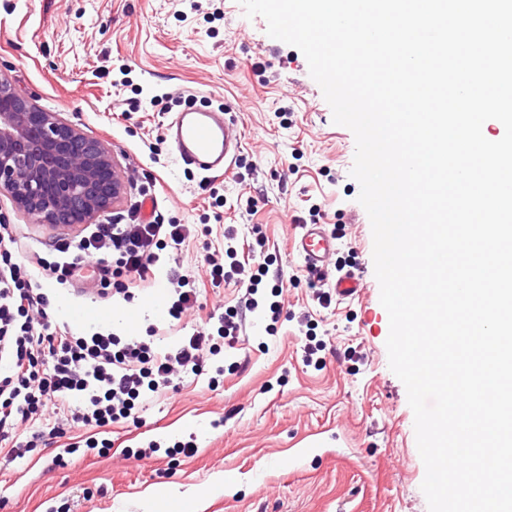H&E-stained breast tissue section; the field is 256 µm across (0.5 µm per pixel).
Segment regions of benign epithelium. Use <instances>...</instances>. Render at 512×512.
I'll use <instances>...</instances> for the list:
<instances>
[{
  "mask_svg": "<svg viewBox=\"0 0 512 512\" xmlns=\"http://www.w3.org/2000/svg\"><path fill=\"white\" fill-rule=\"evenodd\" d=\"M0 188L26 214L63 230L100 217L123 190L100 141L19 96L3 77Z\"/></svg>",
  "mask_w": 512,
  "mask_h": 512,
  "instance_id": "1",
  "label": "benign epithelium"
}]
</instances>
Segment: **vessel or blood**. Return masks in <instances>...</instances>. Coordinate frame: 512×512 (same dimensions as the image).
Returning <instances> with one entry per match:
<instances>
[{
  "mask_svg": "<svg viewBox=\"0 0 512 512\" xmlns=\"http://www.w3.org/2000/svg\"><path fill=\"white\" fill-rule=\"evenodd\" d=\"M169 142L178 165L204 175L223 172L239 148L234 126L223 111L192 107L176 113L166 125ZM296 252L313 275H322L325 262L334 250L332 237L318 224H306L298 236Z\"/></svg>",
  "mask_w": 512,
  "mask_h": 512,
  "instance_id": "vessel-or-blood-1",
  "label": "vessel or blood"
}]
</instances>
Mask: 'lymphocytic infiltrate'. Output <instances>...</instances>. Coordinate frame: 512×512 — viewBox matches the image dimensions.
Wrapping results in <instances>:
<instances>
[{
  "label": "lymphocytic infiltrate",
  "mask_w": 512,
  "mask_h": 512,
  "mask_svg": "<svg viewBox=\"0 0 512 512\" xmlns=\"http://www.w3.org/2000/svg\"><path fill=\"white\" fill-rule=\"evenodd\" d=\"M184 224L161 219L142 222L137 213L126 223L93 224L80 235L54 244L56 258H37L28 267L13 260L17 246L14 228L0 224V441L8 420L39 421L49 399L60 401L71 420L105 427L132 417L149 394L188 377L205 375L209 359L223 344H235L242 328L237 316L218 318L216 333L196 331L158 346L153 336H121L92 330L72 333L48 313L50 301L42 290L46 280L64 285L79 279L88 259L97 274L88 282L98 296L122 294L130 282L147 281L155 274L157 251L165 244L181 245ZM233 229H225L224 255L209 254L206 263L213 285L247 276L245 305L260 308L258 286L269 273L258 267L247 273L245 263L225 271V256L234 255Z\"/></svg>",
  "instance_id": "1"
}]
</instances>
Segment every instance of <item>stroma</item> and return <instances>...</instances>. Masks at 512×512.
Instances as JSON below:
<instances>
[{
  "mask_svg": "<svg viewBox=\"0 0 512 512\" xmlns=\"http://www.w3.org/2000/svg\"><path fill=\"white\" fill-rule=\"evenodd\" d=\"M0 75L21 96L100 140L119 163L121 199L104 221L151 196L165 220L190 227L160 253L156 278L132 299L101 300L47 281L50 314L70 304L132 311L134 329L164 341L206 328L240 308L245 285L214 286L205 258L234 225L244 242L261 229L262 254L285 289L277 323L247 314L214 381L186 379L154 393L137 422L112 425L108 455L88 449L95 427L59 421L23 463L0 452V512H428L425 466L403 383L389 367V320L374 275L369 217L350 175L355 138L334 124L297 48L271 38L239 0H0ZM221 106L242 146L229 172L207 178L178 169L163 137L175 112ZM336 239L324 286L350 272L366 289L322 308L294 249L301 225ZM0 224L19 239L16 260L50 256L62 230L37 222L0 190ZM196 281L181 320H160L152 296L170 268ZM323 344L317 363L308 342ZM194 439L198 452H171ZM160 452L139 457L148 441ZM66 453L67 466L53 457ZM232 475L231 487L217 483ZM178 496L156 500L158 488Z\"/></svg>",
  "mask_w": 512,
  "mask_h": 512,
  "instance_id": "35a3bbf8",
  "label": "stroma"
}]
</instances>
